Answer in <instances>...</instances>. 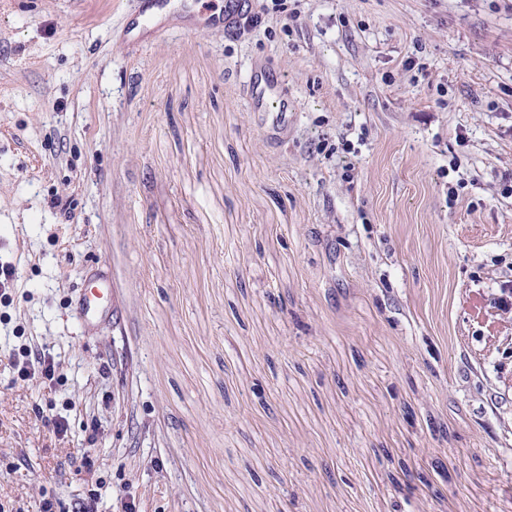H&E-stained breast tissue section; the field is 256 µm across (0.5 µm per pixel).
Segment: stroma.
<instances>
[{
  "instance_id": "obj_1",
  "label": "stroma",
  "mask_w": 512,
  "mask_h": 512,
  "mask_svg": "<svg viewBox=\"0 0 512 512\" xmlns=\"http://www.w3.org/2000/svg\"><path fill=\"white\" fill-rule=\"evenodd\" d=\"M132 5L0 0V501L512 512V0H249L143 46ZM241 1L247 0H225L223 13L199 17L197 27L218 28L231 25L243 10L244 3ZM270 91L271 83L261 70H255L243 88V94L252 108L271 113L277 121H284L286 112H288V105L270 95ZM87 280L91 284V289L89 293H83L79 296L76 306L78 319L85 327L90 311L98 308H106L107 305L101 303L100 300L105 297L108 289L107 278L103 275L91 276L87 278ZM22 364L20 360L11 362L14 369L17 368L19 376L35 377L52 381L55 376L56 365L54 359L45 351H23Z\"/></svg>"
}]
</instances>
